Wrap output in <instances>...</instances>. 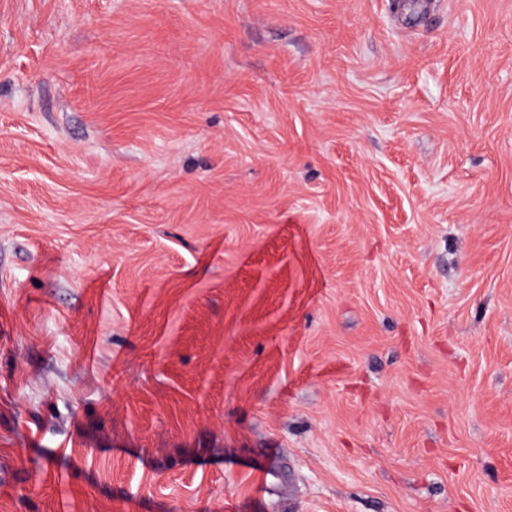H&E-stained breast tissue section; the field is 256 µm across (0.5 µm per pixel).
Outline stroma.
I'll return each instance as SVG.
<instances>
[{
	"mask_svg": "<svg viewBox=\"0 0 512 512\" xmlns=\"http://www.w3.org/2000/svg\"><path fill=\"white\" fill-rule=\"evenodd\" d=\"M0 512H512V0H0Z\"/></svg>",
	"mask_w": 512,
	"mask_h": 512,
	"instance_id": "stroma-1",
	"label": "stroma"
}]
</instances>
